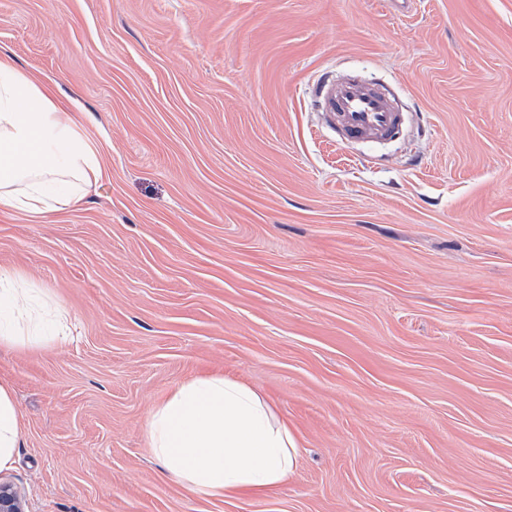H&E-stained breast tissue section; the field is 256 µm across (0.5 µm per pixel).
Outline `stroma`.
<instances>
[{
	"mask_svg": "<svg viewBox=\"0 0 512 512\" xmlns=\"http://www.w3.org/2000/svg\"><path fill=\"white\" fill-rule=\"evenodd\" d=\"M0 55L108 173L0 212V274L72 330L0 346L26 512H512V0H0ZM324 74L388 88L401 136L343 143ZM213 373L297 438L270 495L151 457Z\"/></svg>",
	"mask_w": 512,
	"mask_h": 512,
	"instance_id": "stroma-1",
	"label": "stroma"
}]
</instances>
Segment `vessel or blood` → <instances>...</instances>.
Listing matches in <instances>:
<instances>
[{
    "instance_id": "obj_1",
    "label": "vessel or blood",
    "mask_w": 512,
    "mask_h": 512,
    "mask_svg": "<svg viewBox=\"0 0 512 512\" xmlns=\"http://www.w3.org/2000/svg\"><path fill=\"white\" fill-rule=\"evenodd\" d=\"M311 97L319 111L330 114L346 143L385 141L402 125L401 113L386 94L360 83L326 77L312 86Z\"/></svg>"
}]
</instances>
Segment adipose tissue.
I'll return each mask as SVG.
<instances>
[{"instance_id": "adipose-tissue-1", "label": "adipose tissue", "mask_w": 512, "mask_h": 512, "mask_svg": "<svg viewBox=\"0 0 512 512\" xmlns=\"http://www.w3.org/2000/svg\"><path fill=\"white\" fill-rule=\"evenodd\" d=\"M100 151L72 112L34 76L0 57V210L42 214L79 202L103 176ZM27 296L0 278V345L37 347ZM23 432L9 388L0 385V471L10 469ZM153 456L184 486L238 499L278 488L294 473L297 440L268 401L237 380L199 376L151 410Z\"/></svg>"}]
</instances>
